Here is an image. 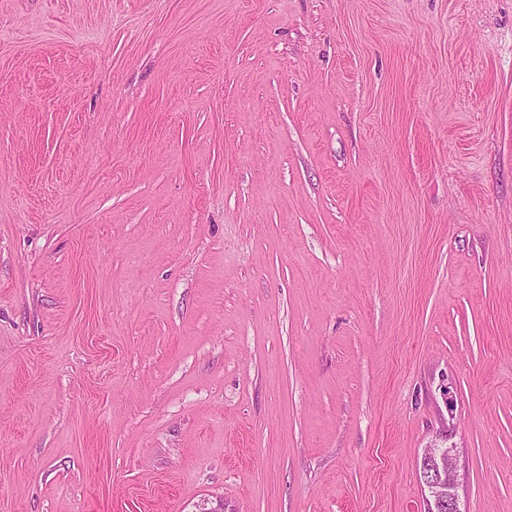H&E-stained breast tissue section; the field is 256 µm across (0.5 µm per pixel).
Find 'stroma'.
<instances>
[{
  "mask_svg": "<svg viewBox=\"0 0 512 512\" xmlns=\"http://www.w3.org/2000/svg\"><path fill=\"white\" fill-rule=\"evenodd\" d=\"M512 512V0H0V512ZM425 454L433 453V456L439 459V469L441 474V480H430L427 485L430 489L435 491L437 489L444 490L448 488V498H442L436 500L435 508L437 511H446L447 508L443 505L447 503L448 512H464L461 509L460 497L457 490L459 483L457 479V461H458V450L457 448L450 446L448 448H426Z\"/></svg>",
  "mask_w": 512,
  "mask_h": 512,
  "instance_id": "obj_1",
  "label": "stroma"
}]
</instances>
